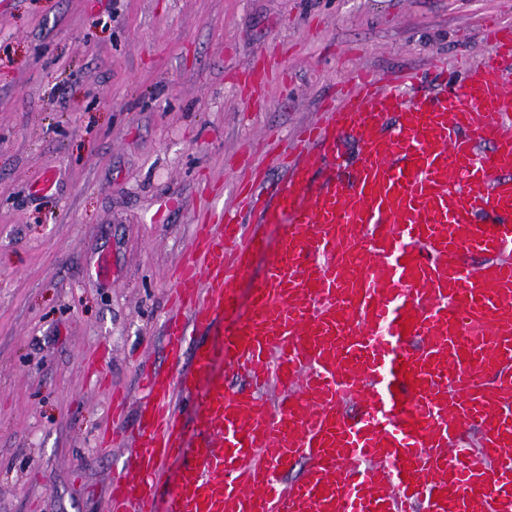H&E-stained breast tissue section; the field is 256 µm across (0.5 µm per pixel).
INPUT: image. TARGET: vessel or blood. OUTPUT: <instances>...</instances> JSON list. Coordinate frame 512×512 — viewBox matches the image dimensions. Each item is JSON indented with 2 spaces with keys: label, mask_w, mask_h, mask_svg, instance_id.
<instances>
[{
  "label": "vessel or blood",
  "mask_w": 512,
  "mask_h": 512,
  "mask_svg": "<svg viewBox=\"0 0 512 512\" xmlns=\"http://www.w3.org/2000/svg\"><path fill=\"white\" fill-rule=\"evenodd\" d=\"M460 86L413 101L361 74L302 136L301 164L273 201L285 223L224 339V362L250 383L227 394L203 343L183 367L184 323L166 328L168 372H146L147 401L110 497L155 512L165 467L180 465L166 512H512V25ZM392 126H384L387 115ZM358 170L309 193V172ZM265 238L242 217L198 225L175 274L190 323L209 330L234 301ZM206 387H199V379ZM275 386L268 403L261 389ZM362 407L347 417L342 408ZM199 430L187 448L179 406ZM307 461L304 478L283 476Z\"/></svg>",
  "instance_id": "vessel-or-blood-1"
}]
</instances>
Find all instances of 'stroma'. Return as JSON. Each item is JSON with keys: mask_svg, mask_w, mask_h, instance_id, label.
Wrapping results in <instances>:
<instances>
[{"mask_svg": "<svg viewBox=\"0 0 512 512\" xmlns=\"http://www.w3.org/2000/svg\"><path fill=\"white\" fill-rule=\"evenodd\" d=\"M492 21L512 0H0V512H108L195 225L283 184L277 156L359 73L460 85ZM244 221L267 249L195 335L232 391L224 335L283 231Z\"/></svg>", "mask_w": 512, "mask_h": 512, "instance_id": "obj_1", "label": "stroma"}]
</instances>
